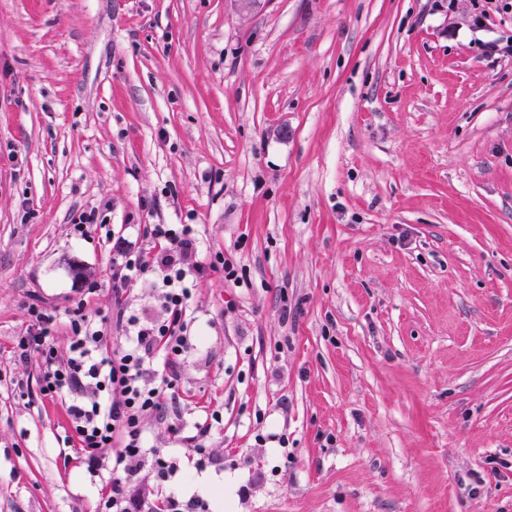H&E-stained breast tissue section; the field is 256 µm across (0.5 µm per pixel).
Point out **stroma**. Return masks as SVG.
<instances>
[{
  "label": "stroma",
  "instance_id": "stroma-1",
  "mask_svg": "<svg viewBox=\"0 0 512 512\" xmlns=\"http://www.w3.org/2000/svg\"><path fill=\"white\" fill-rule=\"evenodd\" d=\"M475 0H0V512H95L26 307L112 317V241L244 271L150 445L206 512H512V15ZM94 212L83 237L73 216ZM216 412L204 464L174 424Z\"/></svg>",
  "mask_w": 512,
  "mask_h": 512
}]
</instances>
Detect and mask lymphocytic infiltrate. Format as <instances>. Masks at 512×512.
<instances>
[{"instance_id":"lymphocytic-infiltrate-1","label":"lymphocytic infiltrate","mask_w":512,"mask_h":512,"mask_svg":"<svg viewBox=\"0 0 512 512\" xmlns=\"http://www.w3.org/2000/svg\"><path fill=\"white\" fill-rule=\"evenodd\" d=\"M198 245L190 224H149L142 242L119 239L113 244L114 298L149 286L160 316L143 320L121 307L115 319L92 318L85 311L86 297L96 292L91 286L85 298L62 311L30 303L29 323L15 340V361L25 362L33 354L40 358L39 394L63 399L71 430L64 442L77 463L91 474L110 472L100 487L98 512H202L197 499L161 489L146 499L136 489L143 470L165 479L171 469L166 454L147 447L143 420L166 413L180 370L197 348L188 280L220 268L225 281H241L234 263L220 255L206 264L187 265ZM61 325L70 332L63 354L54 344ZM116 328L121 331L117 339L111 336ZM106 448L111 457L103 456Z\"/></svg>"}]
</instances>
